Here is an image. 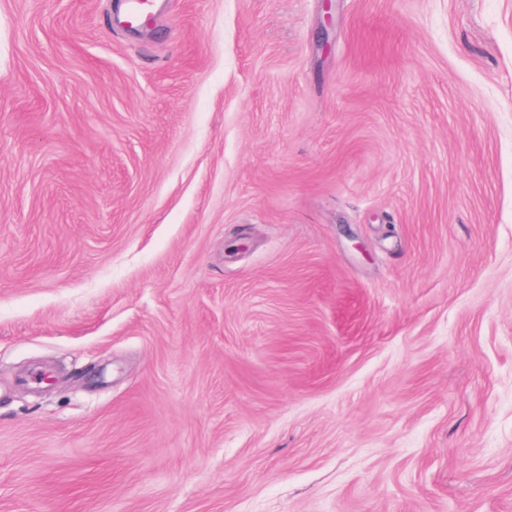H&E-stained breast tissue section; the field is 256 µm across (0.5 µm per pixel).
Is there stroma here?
Masks as SVG:
<instances>
[{"instance_id": "35a3bbf8", "label": "stroma", "mask_w": 512, "mask_h": 512, "mask_svg": "<svg viewBox=\"0 0 512 512\" xmlns=\"http://www.w3.org/2000/svg\"><path fill=\"white\" fill-rule=\"evenodd\" d=\"M123 5L0 0V512H512V0Z\"/></svg>"}]
</instances>
